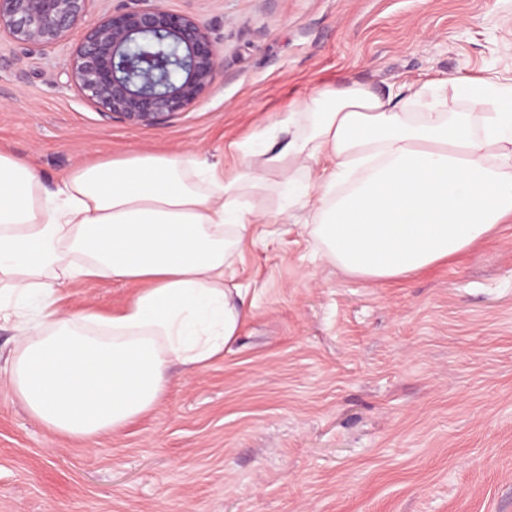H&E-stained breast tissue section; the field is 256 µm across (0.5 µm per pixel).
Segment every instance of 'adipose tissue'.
Segmentation results:
<instances>
[{
  "mask_svg": "<svg viewBox=\"0 0 512 512\" xmlns=\"http://www.w3.org/2000/svg\"><path fill=\"white\" fill-rule=\"evenodd\" d=\"M282 143H239V170L194 154L75 168L52 194L0 153V375L38 422L91 442L163 400L168 371L206 368L252 304L229 282L248 225L294 216L274 192L318 188L311 233L363 279L398 280L464 254L512 221V72L379 91L324 85L289 110ZM137 285L105 316L58 304L67 282Z\"/></svg>",
  "mask_w": 512,
  "mask_h": 512,
  "instance_id": "1",
  "label": "adipose tissue"
}]
</instances>
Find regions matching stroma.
Masks as SVG:
<instances>
[{"label":"stroma","mask_w":512,"mask_h":512,"mask_svg":"<svg viewBox=\"0 0 512 512\" xmlns=\"http://www.w3.org/2000/svg\"><path fill=\"white\" fill-rule=\"evenodd\" d=\"M207 27L221 66L158 126L103 116L72 82L71 41L0 36V151L52 190L74 167L236 143L329 81L384 90L512 66V0H157ZM253 301L200 373L91 444L55 434L0 384V512H512V223L456 261L376 282L325 261L299 224H253L234 266ZM133 290L74 282L104 314Z\"/></svg>","instance_id":"1"}]
</instances>
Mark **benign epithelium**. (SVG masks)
Segmentation results:
<instances>
[{
	"label": "benign epithelium",
	"instance_id": "benign-epithelium-1",
	"mask_svg": "<svg viewBox=\"0 0 512 512\" xmlns=\"http://www.w3.org/2000/svg\"><path fill=\"white\" fill-rule=\"evenodd\" d=\"M90 0H0V33L32 48L74 40L72 81L102 114L134 126H156L187 112L212 86L219 49L193 15L142 0L84 24ZM156 36L181 52L182 75L167 80V62L145 63L130 45Z\"/></svg>",
	"mask_w": 512,
	"mask_h": 512
}]
</instances>
